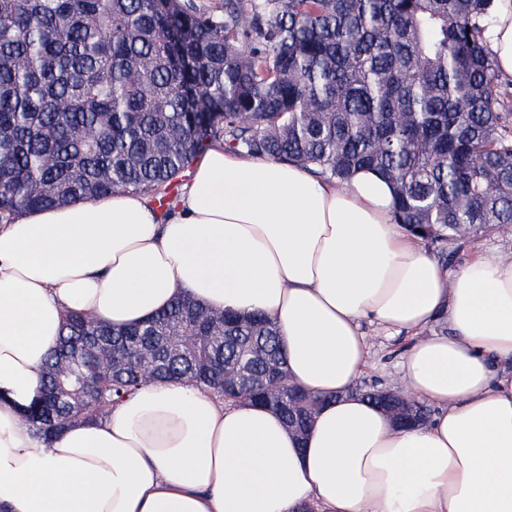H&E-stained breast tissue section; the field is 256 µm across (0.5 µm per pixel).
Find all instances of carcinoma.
<instances>
[{"label":"carcinoma","mask_w":512,"mask_h":512,"mask_svg":"<svg viewBox=\"0 0 512 512\" xmlns=\"http://www.w3.org/2000/svg\"><path fill=\"white\" fill-rule=\"evenodd\" d=\"M494 2L0 0V224L116 191H163L170 206L220 142L328 182L376 170L395 185L396 222L446 264L448 241L512 224V93L484 38ZM188 328L196 342L170 354ZM114 354L121 367L87 387ZM143 358L158 380L263 404L297 431L318 404L288 382L271 319L182 297L121 330L71 315L23 417L41 440L96 420L140 384ZM362 394L402 420L429 415L398 389Z\"/></svg>","instance_id":"cac0c4a2"}]
</instances>
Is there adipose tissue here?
I'll list each match as a JSON object with an SVG mask.
<instances>
[{"label":"adipose tissue","instance_id":"obj_1","mask_svg":"<svg viewBox=\"0 0 512 512\" xmlns=\"http://www.w3.org/2000/svg\"><path fill=\"white\" fill-rule=\"evenodd\" d=\"M485 38L512 75V0ZM394 207L373 170L326 182L217 143L168 215L116 192L0 224V512H512V255L449 269ZM180 295L275 322L289 380L324 399L305 436L168 380L35 437L21 409L67 315L118 329ZM366 323L406 336L424 424L356 392Z\"/></svg>","mask_w":512,"mask_h":512}]
</instances>
